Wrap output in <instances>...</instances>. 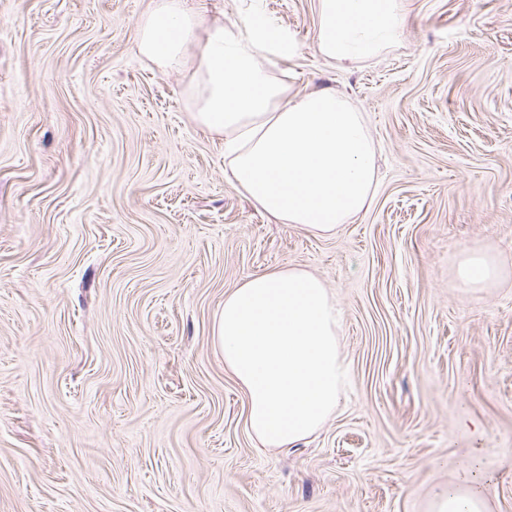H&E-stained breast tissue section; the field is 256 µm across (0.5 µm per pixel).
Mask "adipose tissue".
<instances>
[{
  "label": "adipose tissue",
  "mask_w": 512,
  "mask_h": 512,
  "mask_svg": "<svg viewBox=\"0 0 512 512\" xmlns=\"http://www.w3.org/2000/svg\"><path fill=\"white\" fill-rule=\"evenodd\" d=\"M185 2L152 0L137 24L140 55L163 69L192 67L184 94L194 119L223 136L231 182L254 206L277 222L335 233L373 197L375 144L361 113L330 89L290 94L272 73L287 38L263 25L244 35L204 27ZM399 9V0H318L316 47L340 64L376 58L397 38ZM198 39L188 60L185 45ZM213 334L263 446H294L335 411L346 374L336 305L311 274L248 277L225 296Z\"/></svg>",
  "instance_id": "1"
}]
</instances>
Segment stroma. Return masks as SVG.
Returning <instances> with one entry per match:
<instances>
[{"label": "stroma", "instance_id": "obj_1", "mask_svg": "<svg viewBox=\"0 0 512 512\" xmlns=\"http://www.w3.org/2000/svg\"><path fill=\"white\" fill-rule=\"evenodd\" d=\"M150 4L0 0V512H427L465 479L512 512V0H402L350 68L315 48L317 0H187L277 24L291 94L362 113L373 198L328 236L235 189L189 71L137 50ZM285 267L335 299L348 377L316 434L265 448L213 329ZM495 274L491 262L483 257L468 259L459 269V278L471 287H479L487 283Z\"/></svg>", "mask_w": 512, "mask_h": 512}]
</instances>
